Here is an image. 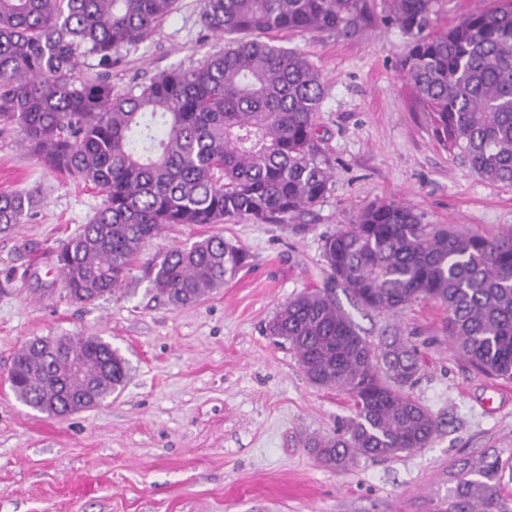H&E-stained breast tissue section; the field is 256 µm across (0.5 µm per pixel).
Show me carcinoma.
Masks as SVG:
<instances>
[{
	"mask_svg": "<svg viewBox=\"0 0 512 512\" xmlns=\"http://www.w3.org/2000/svg\"><path fill=\"white\" fill-rule=\"evenodd\" d=\"M178 0H0V122L15 125L47 170L92 185L93 220L52 256L66 296L100 299L123 284L144 245L171 224L247 218L286 222L332 180L317 161L321 73L263 36L318 32L356 39L383 25L410 37L401 62L433 134L483 179L512 183V0L430 33L441 0H202L200 24L233 39L190 68L163 70L139 93H120L110 70L121 49L147 39ZM97 59L100 70L84 69ZM36 200L0 194V232L24 224ZM330 285L285 303L266 333L291 350L308 381L338 388L355 416L338 436L309 442L344 468L426 448L438 432L409 392L424 366L393 336H362L336 300L397 314L419 300L448 311L445 333L476 370L512 380V229L494 235L424 224L399 201L375 203L323 239ZM248 265L222 235L147 263L152 289L174 307L196 304ZM87 387L72 391L73 364ZM129 362L99 336L36 337L8 373L18 401L57 417L91 392L96 407L122 388ZM461 477L454 512H512L490 483Z\"/></svg>",
	"mask_w": 512,
	"mask_h": 512,
	"instance_id": "obj_1",
	"label": "carcinoma"
}]
</instances>
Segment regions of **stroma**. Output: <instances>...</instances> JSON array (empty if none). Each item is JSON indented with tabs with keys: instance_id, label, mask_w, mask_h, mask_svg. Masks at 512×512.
Wrapping results in <instances>:
<instances>
[{
	"instance_id": "35a3bbf8",
	"label": "stroma",
	"mask_w": 512,
	"mask_h": 512,
	"mask_svg": "<svg viewBox=\"0 0 512 512\" xmlns=\"http://www.w3.org/2000/svg\"><path fill=\"white\" fill-rule=\"evenodd\" d=\"M199 12L200 0H179L155 33L122 50L113 86L134 91L222 51ZM272 40L324 77L315 123L318 159L333 172L328 191L285 224L167 227L105 299L71 301L50 270L51 253L96 215L97 191L50 174L18 128L0 126V193L38 198L28 223L0 233V512H435L452 502L462 469L493 459L512 505V382L454 352L433 301L394 317L352 312L368 339L395 333L421 351L412 394L439 424L431 444L338 470L307 448L311 437L345 430L351 403L344 391L312 385L265 326L288 299L326 285L323 237L389 200L426 224L498 233L512 228V184L481 179L435 141L401 70L408 38L398 29L353 41L315 32ZM212 234L242 247L249 267L190 307L156 297L147 261ZM28 267L37 278L23 277ZM86 334L128 360L120 392L63 419L16 400L8 371L27 341Z\"/></svg>"
}]
</instances>
